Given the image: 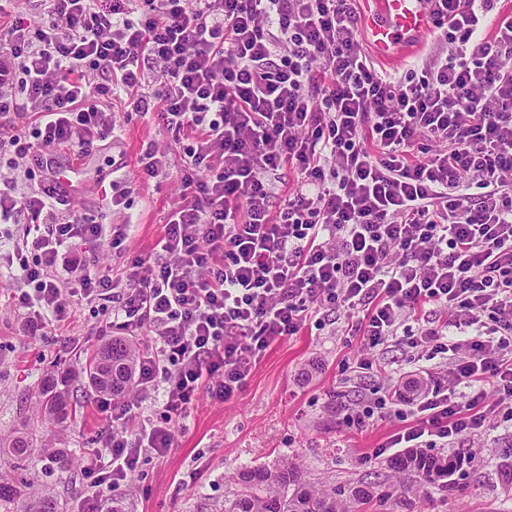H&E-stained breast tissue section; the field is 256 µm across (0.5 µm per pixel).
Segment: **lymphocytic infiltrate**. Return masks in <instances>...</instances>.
I'll use <instances>...</instances> for the list:
<instances>
[{"label":"lymphocytic infiltrate","instance_id":"lymphocytic-infiltrate-1","mask_svg":"<svg viewBox=\"0 0 512 512\" xmlns=\"http://www.w3.org/2000/svg\"><path fill=\"white\" fill-rule=\"evenodd\" d=\"M430 2L447 49L403 81L361 51L349 0H38L37 14L0 13L10 160L100 151L118 101L186 143L154 256L118 268L94 250L119 247L127 225L77 210L52 165L35 186L0 185V224H27L0 231V265L31 331L68 325L77 296L108 310L110 329L153 335L136 399L99 406L114 429L84 469L85 512H108L142 449L171 447L172 419L200 391L231 399L312 314L354 313L369 347L402 336L414 351L401 386L350 425L408 407L392 448L512 428V14L497 16L499 0ZM19 118L32 134L16 133ZM434 359L451 362L452 387ZM157 395L158 424L132 444L119 422Z\"/></svg>","mask_w":512,"mask_h":512}]
</instances>
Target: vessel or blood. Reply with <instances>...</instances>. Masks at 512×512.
Wrapping results in <instances>:
<instances>
[{"label": "vessel or blood", "instance_id": "1", "mask_svg": "<svg viewBox=\"0 0 512 512\" xmlns=\"http://www.w3.org/2000/svg\"><path fill=\"white\" fill-rule=\"evenodd\" d=\"M430 23L427 0H376L363 34L380 57L394 59L414 49Z\"/></svg>", "mask_w": 512, "mask_h": 512}]
</instances>
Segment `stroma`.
I'll use <instances>...</instances> for the list:
<instances>
[{"label": "stroma", "mask_w": 512, "mask_h": 512, "mask_svg": "<svg viewBox=\"0 0 512 512\" xmlns=\"http://www.w3.org/2000/svg\"><path fill=\"white\" fill-rule=\"evenodd\" d=\"M360 47L376 68L393 77L407 75L412 64L445 50L435 33L419 47L389 62L376 56L368 42ZM114 132L106 150L79 158L66 148L55 164L76 188L75 207L101 224L130 222L120 250L152 255L164 233V222L178 188L183 149L175 145L157 115L138 116L116 109ZM154 141L172 150L169 165L147 182L134 180L142 143ZM126 174L128 209L109 208L102 193L111 189L114 165ZM16 281L0 272V435L33 416L31 391L51 366L81 367L83 342L105 325L93 304L77 308L70 326L58 336L33 338L12 303ZM346 312L332 314L329 324L306 323L297 335L273 343L259 358L242 389L227 401L199 393L165 454L142 451L136 469L127 475L130 512H214L236 490L238 470L290 457L304 464L312 482L345 485L383 473L379 446L402 429L401 416L374 419L367 429L346 423L352 410L363 407L373 392L394 388L410 357L406 345L390 341L375 355L385 376L363 374L357 365L367 348L360 336L343 335L351 323ZM83 400L70 425V447L95 448L104 422L95 406L96 394L80 385ZM444 455L466 456L470 462L455 480L458 493L432 491L415 512H512V492L504 490V470L512 468V429L485 433L479 441L463 438L444 448Z\"/></svg>", "instance_id": "stroma-1"}]
</instances>
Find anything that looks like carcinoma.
Instances as JSON below:
<instances>
[{
	"instance_id": "1",
	"label": "carcinoma",
	"mask_w": 512,
	"mask_h": 512,
	"mask_svg": "<svg viewBox=\"0 0 512 512\" xmlns=\"http://www.w3.org/2000/svg\"><path fill=\"white\" fill-rule=\"evenodd\" d=\"M139 339L114 336L102 344L82 371L44 374L36 385L35 419L46 427L64 429L73 413L71 378H87L105 394L129 395L134 390L135 357ZM36 434L23 424L7 441L0 440V456L13 469L24 471L34 456L50 461V477L66 479L65 495H57L33 480L0 477V512H70L71 498L79 494L74 476L76 451L70 448H36ZM389 474L381 482L362 481L348 485H313L302 467L287 459L271 466H256L236 474L240 491L224 501L216 512H367L377 506L386 512L389 502L411 512L420 498L431 490L452 494L459 486L448 480L455 468L448 457L411 448L388 461Z\"/></svg>"
}]
</instances>
